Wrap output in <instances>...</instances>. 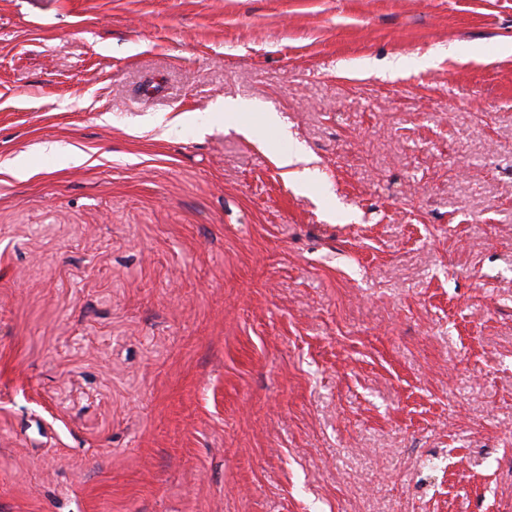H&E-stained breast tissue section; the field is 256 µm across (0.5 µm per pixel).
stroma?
<instances>
[{"instance_id": "35a3bbf8", "label": "stroma", "mask_w": 512, "mask_h": 512, "mask_svg": "<svg viewBox=\"0 0 512 512\" xmlns=\"http://www.w3.org/2000/svg\"><path fill=\"white\" fill-rule=\"evenodd\" d=\"M506 41L512 0H0V512H512ZM247 109V106L238 102L224 103L217 107L216 114L223 117L225 122H232L246 137L252 139L254 136L253 128L244 120ZM263 145L271 148L277 165L285 169L284 175L295 185H309L317 178L318 170L310 167L313 159L304 150L280 151L275 144L264 142Z\"/></svg>"}]
</instances>
